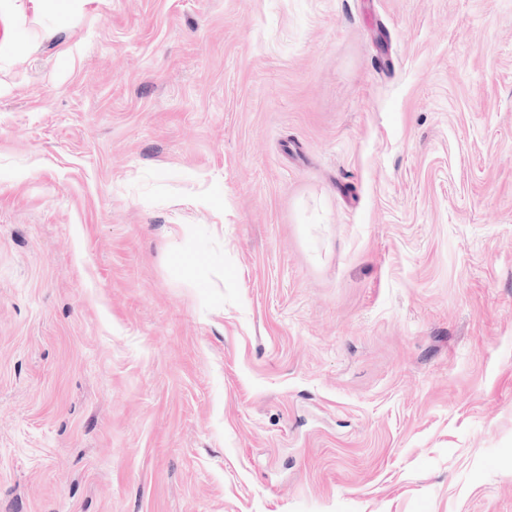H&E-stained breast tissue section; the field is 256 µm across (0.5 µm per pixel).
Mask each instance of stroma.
<instances>
[{
    "label": "stroma",
    "instance_id": "stroma-1",
    "mask_svg": "<svg viewBox=\"0 0 512 512\" xmlns=\"http://www.w3.org/2000/svg\"><path fill=\"white\" fill-rule=\"evenodd\" d=\"M0 512H512V0H0Z\"/></svg>",
    "mask_w": 512,
    "mask_h": 512
}]
</instances>
